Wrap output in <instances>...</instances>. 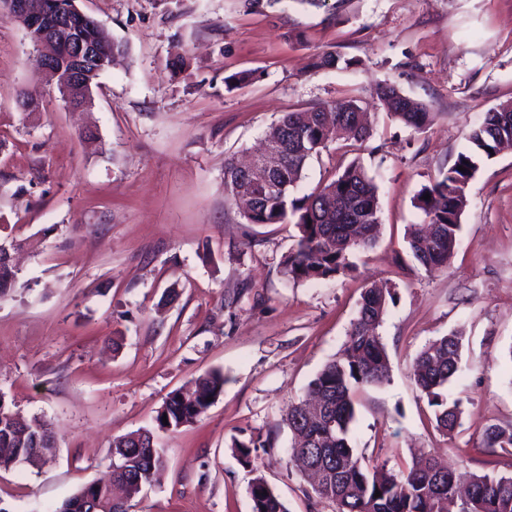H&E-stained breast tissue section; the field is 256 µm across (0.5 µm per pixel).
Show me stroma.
I'll use <instances>...</instances> for the list:
<instances>
[{"mask_svg":"<svg viewBox=\"0 0 512 512\" xmlns=\"http://www.w3.org/2000/svg\"><path fill=\"white\" fill-rule=\"evenodd\" d=\"M125 53L105 70L90 112L68 111L19 24L0 18V237L21 242L20 281L0 301V391L48 421L41 467L0 470L6 512H55L105 476L115 437L155 425L165 396L206 371L224 392L194 424L158 437L159 482L130 512H251L263 476L288 512H336L294 465L280 419L343 349L360 295L390 281L378 329L389 379L357 394L352 442L397 466L431 452L462 472L512 476V455L481 445L512 431V151L470 181L456 251L427 271L408 255L417 192L451 165L470 128L512 101V0H77ZM332 52L336 67L315 69ZM248 79L226 87L227 77ZM391 86L433 112L422 132L387 115ZM40 107L21 111L20 93ZM353 99L363 142H330L297 194L351 162L378 186L380 237L353 273L290 282L291 224H250L224 194V159L254 151L283 114ZM462 332L449 383L461 425L435 428L412 364ZM273 434L251 465L233 440Z\"/></svg>","mask_w":512,"mask_h":512,"instance_id":"stroma-1","label":"stroma"}]
</instances>
